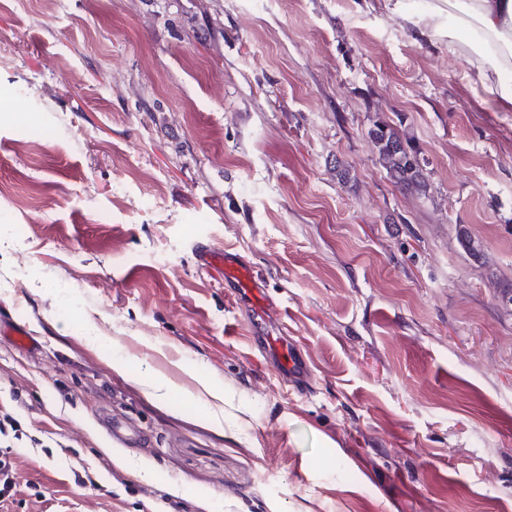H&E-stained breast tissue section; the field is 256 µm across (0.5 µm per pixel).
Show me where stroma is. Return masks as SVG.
I'll return each instance as SVG.
<instances>
[{"label": "stroma", "mask_w": 512, "mask_h": 512, "mask_svg": "<svg viewBox=\"0 0 512 512\" xmlns=\"http://www.w3.org/2000/svg\"><path fill=\"white\" fill-rule=\"evenodd\" d=\"M447 42L441 0H0L17 512H512V112ZM194 239L262 276L313 389ZM104 413L142 427L132 466ZM370 137L378 148L379 162L402 190L422 187L423 177L418 153L404 143L398 133L385 123H376ZM253 340L263 345L271 355L273 369L285 387L297 390L299 387L312 384L310 365L300 351L288 341V336H253Z\"/></svg>", "instance_id": "obj_1"}]
</instances>
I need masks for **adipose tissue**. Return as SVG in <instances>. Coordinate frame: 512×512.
<instances>
[{
  "label": "adipose tissue",
  "instance_id": "adipose-tissue-1",
  "mask_svg": "<svg viewBox=\"0 0 512 512\" xmlns=\"http://www.w3.org/2000/svg\"><path fill=\"white\" fill-rule=\"evenodd\" d=\"M448 6V52L469 48L475 38L471 64L473 81L487 94V104L497 112H512V0H445Z\"/></svg>",
  "mask_w": 512,
  "mask_h": 512
}]
</instances>
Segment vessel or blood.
<instances>
[{
    "instance_id": "vessel-or-blood-1",
    "label": "vessel or blood",
    "mask_w": 512,
    "mask_h": 512,
    "mask_svg": "<svg viewBox=\"0 0 512 512\" xmlns=\"http://www.w3.org/2000/svg\"><path fill=\"white\" fill-rule=\"evenodd\" d=\"M195 253L202 265L219 268L224 275L225 287L233 289L239 296L247 297L255 315H262L267 306L264 284L249 264L232 252L209 246H196ZM257 342L263 345L271 355L272 366L282 379L284 386L296 389L312 383L313 377L308 361L296 347L292 346L287 337L261 336L258 337ZM106 429L114 442L123 445L143 437L140 428L131 425L121 417L107 419Z\"/></svg>"
}]
</instances>
